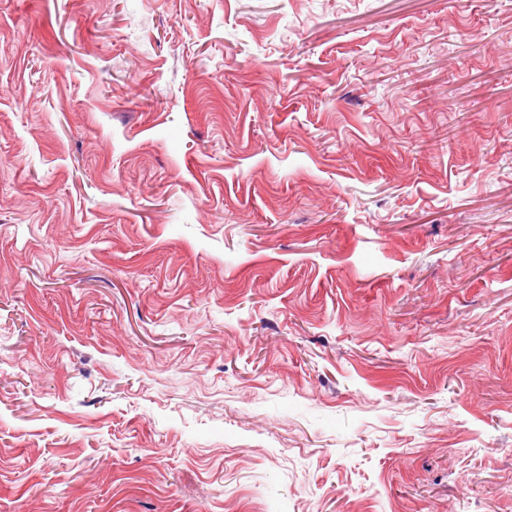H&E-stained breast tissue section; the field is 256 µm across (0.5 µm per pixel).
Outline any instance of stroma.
Wrapping results in <instances>:
<instances>
[{
  "label": "stroma",
  "mask_w": 512,
  "mask_h": 512,
  "mask_svg": "<svg viewBox=\"0 0 512 512\" xmlns=\"http://www.w3.org/2000/svg\"><path fill=\"white\" fill-rule=\"evenodd\" d=\"M0 512H512V0H0Z\"/></svg>",
  "instance_id": "35a3bbf8"
}]
</instances>
